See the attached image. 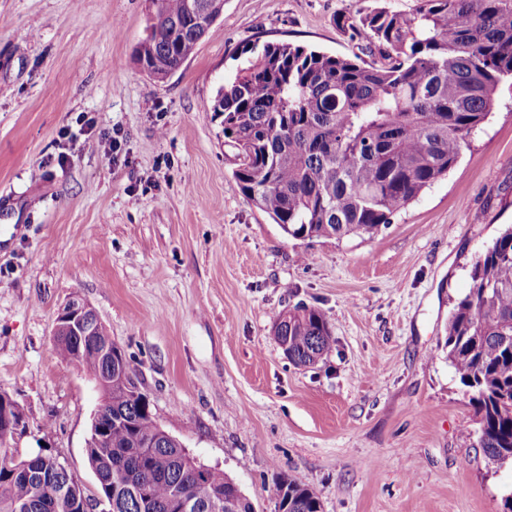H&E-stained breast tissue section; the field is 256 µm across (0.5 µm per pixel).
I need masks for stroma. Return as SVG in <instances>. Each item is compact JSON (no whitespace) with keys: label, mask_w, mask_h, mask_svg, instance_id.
Masks as SVG:
<instances>
[{"label":"stroma","mask_w":512,"mask_h":512,"mask_svg":"<svg viewBox=\"0 0 512 512\" xmlns=\"http://www.w3.org/2000/svg\"><path fill=\"white\" fill-rule=\"evenodd\" d=\"M378 4L415 0H224L160 81L136 57L149 0H0V390L26 416L18 455L47 447L97 496L100 394L53 336L78 296L156 422L256 512H278L283 475L322 512H502L512 468L477 447L445 340L472 264L512 225V83L446 177L377 233L339 240L288 237L242 193L210 110L246 45L351 54L337 17ZM83 113L94 128L63 137ZM302 305L335 341L307 368L273 333Z\"/></svg>","instance_id":"1"}]
</instances>
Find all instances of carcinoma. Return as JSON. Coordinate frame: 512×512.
Returning <instances> with one entry per match:
<instances>
[{
	"label": "carcinoma",
	"instance_id": "1",
	"mask_svg": "<svg viewBox=\"0 0 512 512\" xmlns=\"http://www.w3.org/2000/svg\"><path fill=\"white\" fill-rule=\"evenodd\" d=\"M213 0H151L149 33L136 49L144 72L164 80L194 53L220 11ZM361 53L336 55L284 41L242 49L211 111L238 150L241 191L295 239L372 235L444 178L512 79V0H417L340 15ZM371 57L367 61L364 56ZM472 287L453 306L448 363L470 395L478 445L496 468L512 466V227L471 267ZM92 334L56 338L107 399L87 460L102 512H255L216 466L198 462L155 421L125 354L93 312ZM288 360L308 366L331 351L323 314L288 312L279 326ZM0 418V512H78L84 491L57 457H21ZM55 471L56 484L41 482ZM278 512H321L293 479L274 483Z\"/></svg>",
	"mask_w": 512,
	"mask_h": 512
}]
</instances>
